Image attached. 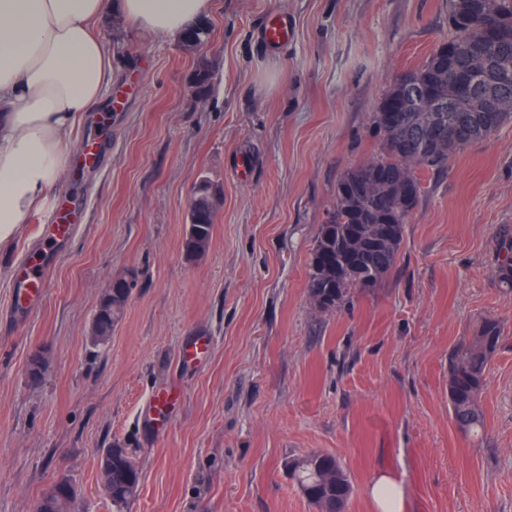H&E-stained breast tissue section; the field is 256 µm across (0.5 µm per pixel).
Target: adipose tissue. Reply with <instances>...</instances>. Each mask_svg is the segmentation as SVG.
<instances>
[{
  "label": "adipose tissue",
  "instance_id": "ef3b65f1",
  "mask_svg": "<svg viewBox=\"0 0 512 512\" xmlns=\"http://www.w3.org/2000/svg\"><path fill=\"white\" fill-rule=\"evenodd\" d=\"M211 8L212 0H0V252L47 209L74 128L112 79L111 50L93 23L113 15L179 40Z\"/></svg>",
  "mask_w": 512,
  "mask_h": 512
}]
</instances>
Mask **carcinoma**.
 Returning <instances> with one entry per match:
<instances>
[{
	"label": "carcinoma",
	"mask_w": 512,
	"mask_h": 512,
	"mask_svg": "<svg viewBox=\"0 0 512 512\" xmlns=\"http://www.w3.org/2000/svg\"><path fill=\"white\" fill-rule=\"evenodd\" d=\"M452 34L426 60L394 81L373 115L380 151L351 167L336 184L335 203L320 225L308 272L314 306L333 311L357 289L377 286L392 272L404 226L422 193L418 172L439 170L454 153L490 136L512 121V0H448ZM212 80L208 61L199 64L194 89L206 91ZM405 104L402 124L387 127L385 103ZM190 211L185 251L196 250L201 237H212L219 199L202 180ZM499 281L512 288V230L501 231ZM131 289H112L114 327L122 319ZM504 341L503 327L484 318L474 336L462 340L448 361V404L459 429L473 436L484 429L480 400L487 370ZM139 449L113 441L98 456L99 474L107 476L113 512H124L141 480ZM288 473L317 512H344L353 491L341 460L311 452L287 461Z\"/></svg>",
	"instance_id": "obj_1"
}]
</instances>
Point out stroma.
<instances>
[{"instance_id":"obj_1","label":"stroma","mask_w":512,"mask_h":512,"mask_svg":"<svg viewBox=\"0 0 512 512\" xmlns=\"http://www.w3.org/2000/svg\"><path fill=\"white\" fill-rule=\"evenodd\" d=\"M275 13L294 26L283 49L260 39ZM208 24L200 56L113 17L97 24L112 89L74 142L96 141L99 162L60 180L75 229L43 252L46 288L26 314L11 273L39 224L0 254V512H32L63 476L75 512H112L97 458L116 440L141 450L125 512H315L285 468L313 451L348 471L345 512H375L367 488L382 472L402 485L403 512H512V289L496 275L499 232L512 228V122L421 171L381 285L327 314L307 292L336 184L378 151L386 88L448 39V0H212ZM203 180L222 204L191 259L189 201ZM116 278L130 302L96 347L88 328ZM488 316L505 340L476 439L449 412L448 359ZM198 336L206 359L180 364ZM166 389L176 398L159 429L147 408Z\"/></svg>"}]
</instances>
